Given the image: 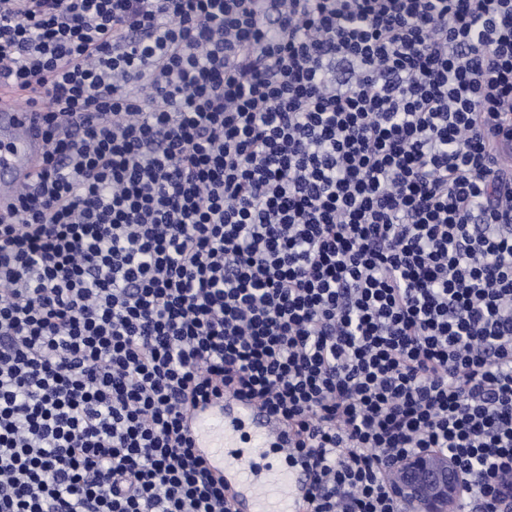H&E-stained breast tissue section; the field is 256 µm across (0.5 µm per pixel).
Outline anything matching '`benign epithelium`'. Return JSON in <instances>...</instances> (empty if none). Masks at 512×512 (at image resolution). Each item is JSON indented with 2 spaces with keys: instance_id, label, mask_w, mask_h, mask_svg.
<instances>
[{
  "instance_id": "benign-epithelium-1",
  "label": "benign epithelium",
  "mask_w": 512,
  "mask_h": 512,
  "mask_svg": "<svg viewBox=\"0 0 512 512\" xmlns=\"http://www.w3.org/2000/svg\"><path fill=\"white\" fill-rule=\"evenodd\" d=\"M385 479L392 498L407 512H463L472 487L470 471L434 449L392 461Z\"/></svg>"
}]
</instances>
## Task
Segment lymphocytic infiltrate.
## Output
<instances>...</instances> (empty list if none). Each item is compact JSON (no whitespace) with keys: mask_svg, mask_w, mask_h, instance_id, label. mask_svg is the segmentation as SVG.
<instances>
[{"mask_svg":"<svg viewBox=\"0 0 512 512\" xmlns=\"http://www.w3.org/2000/svg\"><path fill=\"white\" fill-rule=\"evenodd\" d=\"M38 179L0 214V512H235L236 397L305 512L433 448L512 512V0H0ZM188 427L200 455L233 495L238 512L299 510L306 476L302 468L288 466V439L266 412L226 397L223 408H198Z\"/></svg>","mask_w":512,"mask_h":512,"instance_id":"1","label":"lymphocytic infiltrate"}]
</instances>
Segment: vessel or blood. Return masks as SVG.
Returning a JSON list of instances; mask_svg holds the SVG:
<instances>
[{
  "mask_svg": "<svg viewBox=\"0 0 512 512\" xmlns=\"http://www.w3.org/2000/svg\"><path fill=\"white\" fill-rule=\"evenodd\" d=\"M47 141L36 111L0 93V208L40 169ZM195 445L231 492L237 512H297L306 481L288 464V439L258 407L239 399L197 409L188 420Z\"/></svg>",
  "mask_w": 512,
  "mask_h": 512,
  "instance_id": "vessel-or-blood-1",
  "label": "vessel or blood"
}]
</instances>
